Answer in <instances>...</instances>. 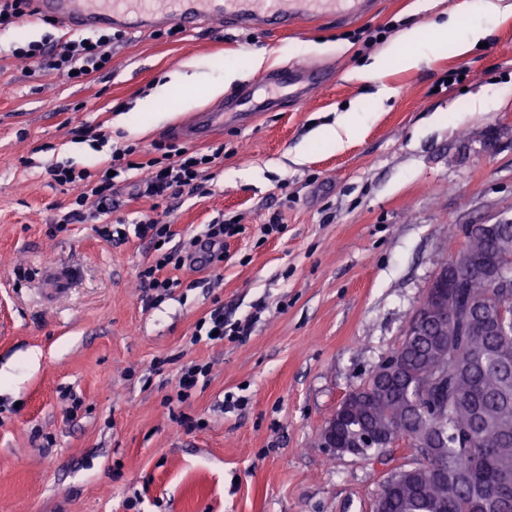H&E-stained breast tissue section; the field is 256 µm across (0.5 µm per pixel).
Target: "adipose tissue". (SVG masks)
Returning a JSON list of instances; mask_svg holds the SVG:
<instances>
[{"label": "adipose tissue", "mask_w": 512, "mask_h": 512, "mask_svg": "<svg viewBox=\"0 0 512 512\" xmlns=\"http://www.w3.org/2000/svg\"><path fill=\"white\" fill-rule=\"evenodd\" d=\"M500 5L494 0H461L453 12H450L441 23L433 28L434 38L422 41L419 27L412 26L405 29L399 38V45L403 47L402 61L406 67L414 68L427 60L434 49L440 46L457 51L460 48H471L480 43L488 33L487 22L492 15L498 14ZM464 31L463 41L453 40L452 35L457 31ZM239 75L238 70L228 69L224 72V79L220 82L209 81L199 84L196 76L185 74L173 75L169 83L158 86L155 91L139 100L135 111L118 115L114 123L125 128L129 134H137L145 130L147 125L156 124L166 119L167 114L163 107L166 105L174 90H182L186 103H193V92L197 87H205L211 94L221 93L226 83L232 82Z\"/></svg>", "instance_id": "obj_1"}]
</instances>
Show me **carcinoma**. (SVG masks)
<instances>
[{
	"instance_id": "carcinoma-1",
	"label": "carcinoma",
	"mask_w": 512,
	"mask_h": 512,
	"mask_svg": "<svg viewBox=\"0 0 512 512\" xmlns=\"http://www.w3.org/2000/svg\"><path fill=\"white\" fill-rule=\"evenodd\" d=\"M462 247L487 266L512 267V224L488 235H466ZM456 319L448 326V361L439 368L430 330L406 349L395 379L358 388L349 441L369 422L379 431L430 432L438 448H417L412 463L381 484V512H512L497 495L499 474L512 473V319L495 329L484 311L512 309V290L499 293L479 277H464L443 294Z\"/></svg>"
}]
</instances>
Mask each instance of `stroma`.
Segmentation results:
<instances>
[{
    "label": "stroma",
    "instance_id": "stroma-1",
    "mask_svg": "<svg viewBox=\"0 0 512 512\" xmlns=\"http://www.w3.org/2000/svg\"><path fill=\"white\" fill-rule=\"evenodd\" d=\"M457 2L374 0L363 16L285 32L228 21L176 41L127 34L111 70L80 85L9 54L61 30L37 19L0 30V503L10 512H371L409 450L388 449L383 465L336 454L322 427L397 346L461 247L459 226L512 220V13L494 19L486 47L361 73L404 29L429 28ZM254 50L267 56L259 73L308 64L329 81L201 143L224 150L204 194L159 208L178 241L220 217L243 231L225 239L223 262L171 270L177 287L147 305L150 241L58 229L73 192L44 169H97L109 148H88L78 126L123 144L113 117L169 74L210 75ZM384 87L391 97L371 102ZM494 92L499 105L478 109ZM347 113L354 135L324 149L316 130ZM275 213L282 233L261 239ZM56 265L76 278L53 301L45 272ZM219 306L251 319L247 335L196 339ZM190 363L210 371L181 400Z\"/></svg>",
    "mask_w": 512,
    "mask_h": 512
}]
</instances>
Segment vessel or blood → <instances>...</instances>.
Instances as JSON below:
<instances>
[{
    "instance_id": "1",
    "label": "vessel or blood",
    "mask_w": 512,
    "mask_h": 512,
    "mask_svg": "<svg viewBox=\"0 0 512 512\" xmlns=\"http://www.w3.org/2000/svg\"><path fill=\"white\" fill-rule=\"evenodd\" d=\"M373 5V0H33L37 16L55 20L68 34L99 28L122 33L173 26L186 30L204 20L224 19L248 29L285 31L323 13L363 15ZM327 80V73L315 68L282 69L255 80L229 104L191 114L175 134L188 142L204 140L223 127L226 115L243 117L283 98L307 97Z\"/></svg>"
}]
</instances>
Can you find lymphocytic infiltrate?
I'll use <instances>...</instances> for the list:
<instances>
[{"mask_svg": "<svg viewBox=\"0 0 512 512\" xmlns=\"http://www.w3.org/2000/svg\"><path fill=\"white\" fill-rule=\"evenodd\" d=\"M121 39V33L100 30L89 38L70 39L59 46L48 36L15 44L10 54L36 68L55 70L68 82L82 83L94 73L110 70L112 48ZM153 149L154 157L144 161L138 160L135 144L112 149L105 164L94 171L60 163L48 165L45 173L51 181L75 192L68 211L58 216V223L89 222L97 225L105 240L125 238V229L114 228L108 220L113 209L112 190L117 176L122 174L139 198L165 201L200 192L202 173L214 162V155L174 142H159ZM136 232L150 238L157 251L152 264L141 270V282L145 290L166 296L177 285L175 279L166 276V268L183 266L186 257L180 249L170 248L173 234L162 219L145 217L137 222Z\"/></svg>", "mask_w": 512, "mask_h": 512, "instance_id": "obj_1", "label": "lymphocytic infiltrate"}]
</instances>
